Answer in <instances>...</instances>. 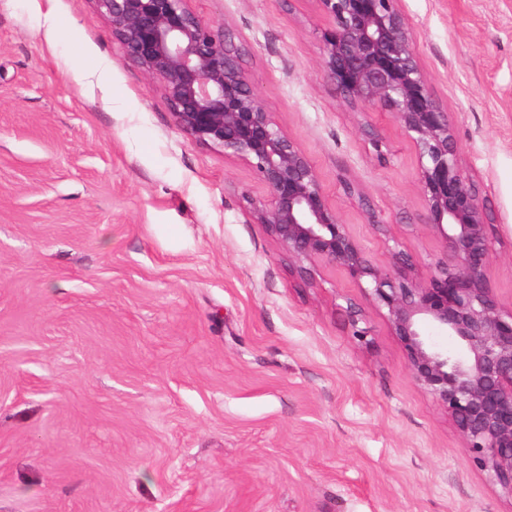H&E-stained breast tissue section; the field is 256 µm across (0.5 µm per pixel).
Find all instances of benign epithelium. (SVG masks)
I'll return each instance as SVG.
<instances>
[{"mask_svg":"<svg viewBox=\"0 0 512 512\" xmlns=\"http://www.w3.org/2000/svg\"><path fill=\"white\" fill-rule=\"evenodd\" d=\"M93 2L125 57L162 82L176 127L255 171L266 197L248 204L296 271L311 279L321 267L339 266L384 314L414 380L512 497V311L486 274L494 254L490 211L462 167L449 113L431 92L396 0H317L329 21L322 69L344 102L388 113L416 148L428 226L443 243V257L424 276L397 244L390 267L373 265L326 205L309 158L255 93L224 28L202 19L191 0ZM344 313L365 340L362 309L348 300ZM431 328L453 337L457 350L438 348Z\"/></svg>","mask_w":512,"mask_h":512,"instance_id":"7a95c632","label":"benign epithelium"}]
</instances>
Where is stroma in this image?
Instances as JSON below:
<instances>
[{
  "mask_svg": "<svg viewBox=\"0 0 512 512\" xmlns=\"http://www.w3.org/2000/svg\"><path fill=\"white\" fill-rule=\"evenodd\" d=\"M191 6L245 46L374 264L396 245L442 256L412 142L322 75L316 0ZM397 6L491 212L510 310L512 0ZM264 194L176 128L91 0H0V512H512L357 284L303 279L256 223Z\"/></svg>",
  "mask_w": 512,
  "mask_h": 512,
  "instance_id": "35a3bbf8",
  "label": "stroma"
}]
</instances>
